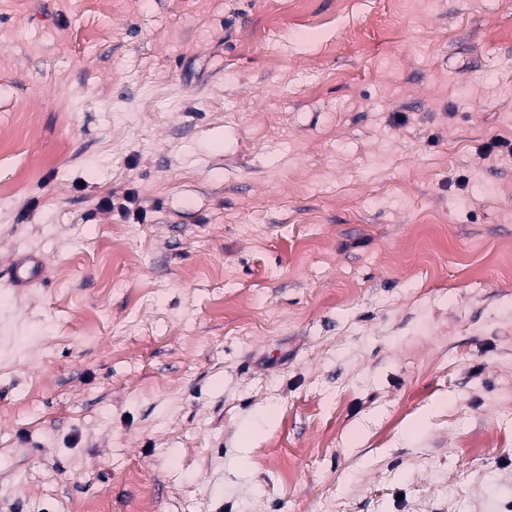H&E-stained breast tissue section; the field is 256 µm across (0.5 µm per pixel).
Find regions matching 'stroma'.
<instances>
[{"label":"stroma","instance_id":"35a3bbf8","mask_svg":"<svg viewBox=\"0 0 512 512\" xmlns=\"http://www.w3.org/2000/svg\"><path fill=\"white\" fill-rule=\"evenodd\" d=\"M295 3L0 0V512H512V0ZM9 266L12 272L11 284L16 288L36 283L42 279L45 271V261L42 257L15 256Z\"/></svg>","mask_w":512,"mask_h":512}]
</instances>
